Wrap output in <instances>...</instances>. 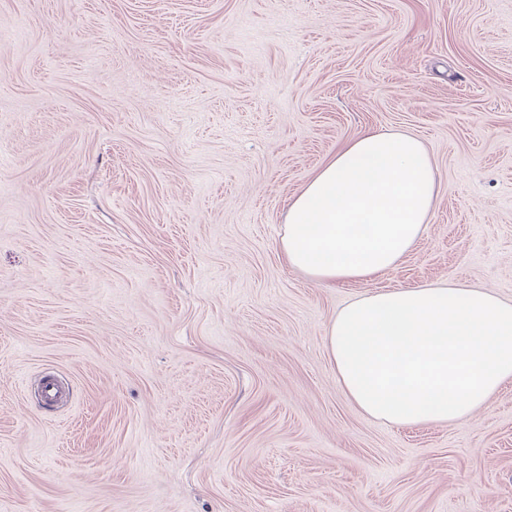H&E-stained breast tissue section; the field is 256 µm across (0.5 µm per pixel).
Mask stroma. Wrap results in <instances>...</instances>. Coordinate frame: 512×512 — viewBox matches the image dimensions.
Returning <instances> with one entry per match:
<instances>
[{
  "mask_svg": "<svg viewBox=\"0 0 512 512\" xmlns=\"http://www.w3.org/2000/svg\"><path fill=\"white\" fill-rule=\"evenodd\" d=\"M0 31V512H512V383L384 425L326 349L367 292L512 298V0H0ZM392 128L429 222L323 287L288 202Z\"/></svg>",
  "mask_w": 512,
  "mask_h": 512,
  "instance_id": "1",
  "label": "stroma"
}]
</instances>
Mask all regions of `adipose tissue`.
<instances>
[{"instance_id": "ef3b65f1", "label": "adipose tissue", "mask_w": 512, "mask_h": 512, "mask_svg": "<svg viewBox=\"0 0 512 512\" xmlns=\"http://www.w3.org/2000/svg\"><path fill=\"white\" fill-rule=\"evenodd\" d=\"M439 192L417 136L363 132L290 199L279 249L327 287L376 279L414 248ZM326 349L344 395L374 421H464L512 381V299L454 284L366 293L337 313Z\"/></svg>"}]
</instances>
